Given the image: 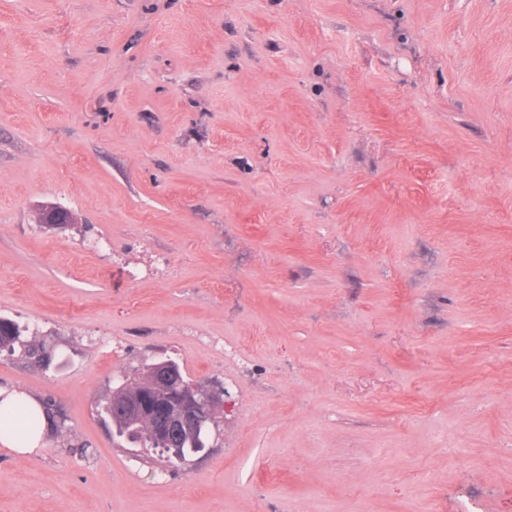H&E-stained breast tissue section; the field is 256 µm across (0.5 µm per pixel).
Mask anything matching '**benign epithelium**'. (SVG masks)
Wrapping results in <instances>:
<instances>
[{"mask_svg":"<svg viewBox=\"0 0 512 512\" xmlns=\"http://www.w3.org/2000/svg\"><path fill=\"white\" fill-rule=\"evenodd\" d=\"M39 220L57 227L71 223L72 216L64 207L53 205L42 210ZM124 386L128 391L120 395L112 391L120 412L150 423L155 436L169 441L205 431L210 411L221 397L201 383L184 379L179 365L170 359L150 367V380H128Z\"/></svg>","mask_w":512,"mask_h":512,"instance_id":"7a95c632","label":"benign epithelium"}]
</instances>
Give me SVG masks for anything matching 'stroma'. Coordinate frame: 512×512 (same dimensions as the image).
<instances>
[{
  "label": "stroma",
  "mask_w": 512,
  "mask_h": 512,
  "mask_svg": "<svg viewBox=\"0 0 512 512\" xmlns=\"http://www.w3.org/2000/svg\"><path fill=\"white\" fill-rule=\"evenodd\" d=\"M0 316V512H512V0H0ZM160 359L184 463L97 410ZM17 327L11 320L0 317V350L2 347L10 349L12 354L16 351V347H19L23 354L37 359L39 363H49L51 359L46 352L43 340L25 339L23 335L25 330ZM0 443L12 448L18 454L34 453L44 448L41 419L36 415L27 418L26 428L29 434L20 438L18 433L23 426L25 413L38 414L42 419L45 414L40 403L23 393L0 390Z\"/></svg>",
  "instance_id": "stroma-1"
}]
</instances>
